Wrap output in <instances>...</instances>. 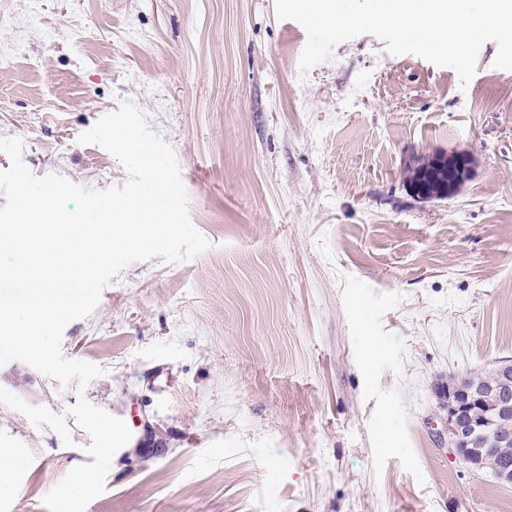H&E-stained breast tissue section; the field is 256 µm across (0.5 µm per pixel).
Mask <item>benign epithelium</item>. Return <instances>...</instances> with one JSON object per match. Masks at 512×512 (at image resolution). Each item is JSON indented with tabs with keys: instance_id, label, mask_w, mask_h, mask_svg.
<instances>
[{
	"instance_id": "benign-epithelium-1",
	"label": "benign epithelium",
	"mask_w": 512,
	"mask_h": 512,
	"mask_svg": "<svg viewBox=\"0 0 512 512\" xmlns=\"http://www.w3.org/2000/svg\"><path fill=\"white\" fill-rule=\"evenodd\" d=\"M428 163L436 168L448 166V194H454L468 180L473 169V159L465 151H457L451 156L442 153L433 155ZM490 404L496 419L489 425L473 419L470 408L475 405ZM448 445L454 453L468 461L479 458V465H485L490 455L488 448H472V436L480 430H489L491 446L507 448L512 445V364L501 363L495 367L492 376L460 394L448 387L447 407Z\"/></svg>"
}]
</instances>
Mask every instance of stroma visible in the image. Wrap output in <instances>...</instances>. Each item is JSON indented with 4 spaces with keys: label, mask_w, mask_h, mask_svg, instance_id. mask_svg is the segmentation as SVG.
Wrapping results in <instances>:
<instances>
[{
    "label": "stroma",
    "mask_w": 512,
    "mask_h": 512,
    "mask_svg": "<svg viewBox=\"0 0 512 512\" xmlns=\"http://www.w3.org/2000/svg\"><path fill=\"white\" fill-rule=\"evenodd\" d=\"M274 0H0V137L36 176L123 185L80 133L130 100L174 149L193 259L129 264L67 358L84 392L28 365L0 387L132 432L85 512H512V484L442 439L450 382L512 362V71L485 42L454 70L362 35L299 70ZM467 150L470 178L415 201L412 158ZM0 404L14 459L0 512L87 462Z\"/></svg>",
    "instance_id": "1"
}]
</instances>
